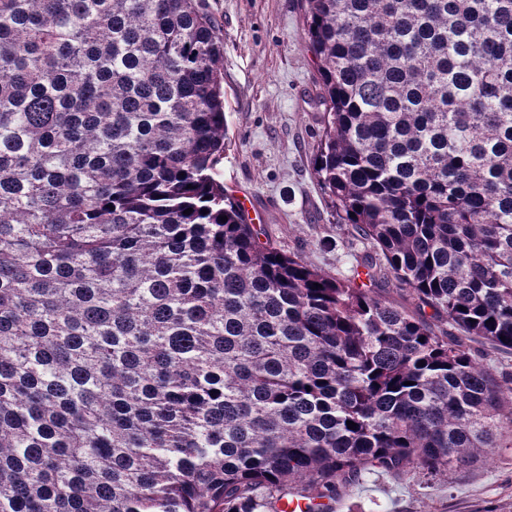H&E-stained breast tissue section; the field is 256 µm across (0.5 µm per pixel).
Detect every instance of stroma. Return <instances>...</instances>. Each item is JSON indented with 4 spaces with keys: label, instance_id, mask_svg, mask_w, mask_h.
<instances>
[{
    "label": "stroma",
    "instance_id": "1",
    "mask_svg": "<svg viewBox=\"0 0 512 512\" xmlns=\"http://www.w3.org/2000/svg\"><path fill=\"white\" fill-rule=\"evenodd\" d=\"M224 38L229 145L219 165L231 195L252 202L249 216L284 252L329 273L347 271L365 246L337 224L312 168L323 131L316 61L304 35L302 0H207ZM371 291L409 315L435 319L395 280ZM337 512H512V447L488 461L429 479L366 475Z\"/></svg>",
    "mask_w": 512,
    "mask_h": 512
}]
</instances>
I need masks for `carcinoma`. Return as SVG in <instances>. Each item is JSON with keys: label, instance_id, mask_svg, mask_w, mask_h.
Returning <instances> with one entry per match:
<instances>
[{"label": "carcinoma", "instance_id": "1", "mask_svg": "<svg viewBox=\"0 0 512 512\" xmlns=\"http://www.w3.org/2000/svg\"><path fill=\"white\" fill-rule=\"evenodd\" d=\"M303 7L348 274L224 192L205 0H0V512H335L512 447L463 342L512 349V0ZM362 281L370 287L367 289H370L372 294L377 295L393 306L404 310L409 315L428 320L437 332L442 329H450L444 321H439L438 319L433 318V310L430 307L423 306L409 288L399 286L392 278L389 280L377 281L375 284L373 283L370 286V282L367 277L362 275Z\"/></svg>", "mask_w": 512, "mask_h": 512}]
</instances>
